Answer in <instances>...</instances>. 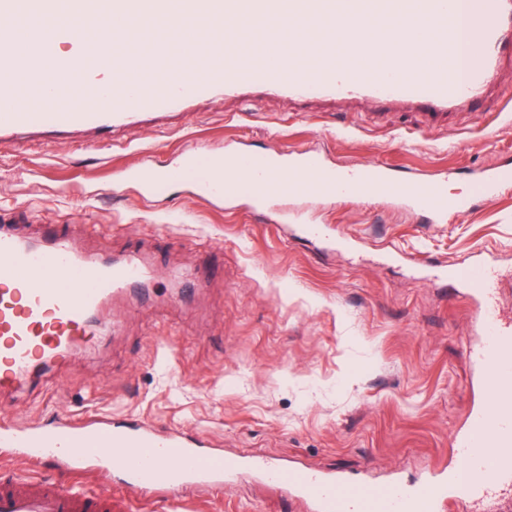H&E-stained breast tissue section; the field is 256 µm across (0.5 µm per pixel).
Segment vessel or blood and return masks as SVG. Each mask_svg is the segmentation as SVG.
Returning <instances> with one entry per match:
<instances>
[{"mask_svg":"<svg viewBox=\"0 0 512 512\" xmlns=\"http://www.w3.org/2000/svg\"><path fill=\"white\" fill-rule=\"evenodd\" d=\"M166 2L0 0V142L21 133L47 138L132 128L227 91L405 103L424 109L425 120L435 123L447 119L449 110L472 106L494 80L504 52L512 50V0H488L480 11L463 9L461 0H177L179 14L212 30V40L188 32L178 45L157 43L141 63L79 42L67 78L108 70L112 85L68 102L59 101L58 87L45 80L43 68L57 45L71 40L68 30L30 41L24 53L15 50L14 18L35 19L66 7L103 18L117 42L132 19L148 17ZM368 10L379 23L370 40L362 35ZM269 15L292 25L341 18L351 61L338 63L330 52L332 27L301 51L281 50L282 34L272 31L259 62L222 47L225 18ZM403 16L411 20L404 29L397 25ZM20 68L37 86L39 102L20 101L14 82ZM106 97L111 106L103 105ZM121 177L147 197L166 195L177 184L216 202L244 197L276 223L301 218L296 203L311 197L394 199L438 222L470 207L469 198L449 195L447 178L412 180L388 164L337 169L309 151L289 152L280 163L269 153L186 152L175 165L133 166ZM511 182L512 169L497 167L485 171L475 191L492 196ZM441 274L473 298L471 388L484 399L472 404L457 429L454 464L439 477L414 485L347 482L273 458L224 457L208 451L202 432L188 436L146 422L121 425L71 415L57 416L48 427L1 426L0 446L21 449L33 466L50 458L67 462L76 475L88 464H102L125 475V490L134 497L173 495L190 485L220 487L250 471L288 487L312 512H444L450 500L492 501L499 512H512V318L501 311L499 273L489 263L457 262ZM149 275L150 264L141 256L96 261L55 229L31 244L1 225L0 393L14 390L38 364L70 353L106 306L142 287ZM0 512H112V498L20 475L0 482Z\"/></svg>","mask_w":512,"mask_h":512,"instance_id":"1","label":"vessel or blood"}]
</instances>
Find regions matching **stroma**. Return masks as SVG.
Instances as JSON below:
<instances>
[{
  "mask_svg": "<svg viewBox=\"0 0 512 512\" xmlns=\"http://www.w3.org/2000/svg\"><path fill=\"white\" fill-rule=\"evenodd\" d=\"M164 125L0 147V224L34 242L49 223L89 258L136 253L153 268L151 305L118 302L115 330L94 331L0 395V423L145 420L205 432L227 455L374 483L434 476L467 414L472 372V300L435 270L480 255L512 279V184L488 199L473 193L486 169L512 164V60L473 109L444 125L419 126L398 105L262 92L196 101ZM232 145L311 150L338 168L444 173L471 207L436 224L383 200L309 204L317 222L352 238L347 246L307 242L297 225L267 222L243 202L212 204L184 185L158 198L112 188L118 169ZM83 479L111 495L113 512H308L256 474L139 500L123 494L121 475Z\"/></svg>",
  "mask_w": 512,
  "mask_h": 512,
  "instance_id": "35a3bbf8",
  "label": "stroma"
}]
</instances>
